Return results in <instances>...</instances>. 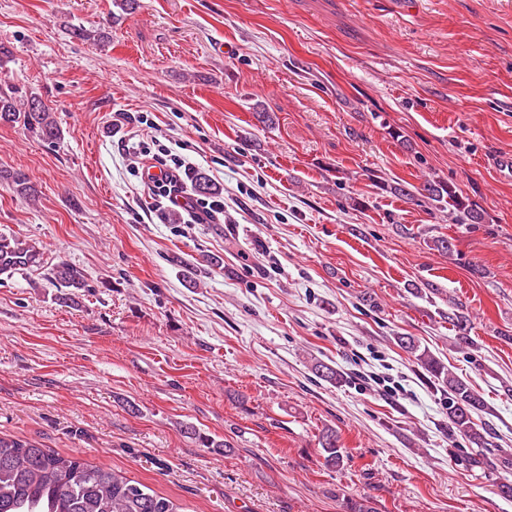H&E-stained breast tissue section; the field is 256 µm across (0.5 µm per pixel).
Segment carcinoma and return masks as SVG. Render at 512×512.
<instances>
[{
	"mask_svg": "<svg viewBox=\"0 0 512 512\" xmlns=\"http://www.w3.org/2000/svg\"><path fill=\"white\" fill-rule=\"evenodd\" d=\"M70 32L85 42L99 43L107 38L100 28L73 25ZM0 122L21 123L50 144L61 139L56 118L35 96L18 99L13 92L0 88ZM1 179L10 182L20 196L31 201L36 199L38 191L26 174L1 169ZM394 192L411 200L420 196L440 202L446 197L448 204L455 207L457 223L484 222L482 211L458 199L444 182L427 181L415 190L398 184ZM41 259L36 245L0 234V276L11 278L40 265ZM49 279L55 287L66 289L58 296L62 303L76 302L88 287L84 273L70 263L57 264L51 269ZM448 321L458 329L456 343L472 346L468 336L470 318L463 306L452 304ZM398 342L415 355L427 373L442 382V389L448 394V421L453 432L478 449L487 447L490 429L473 419L474 414L485 409L483 397L428 351H419L413 338L400 336ZM319 443L325 467L336 469L343 465L344 451L338 445L336 431H322ZM0 512H180V506L123 472L94 465L78 454H61L28 440L0 436Z\"/></svg>",
	"mask_w": 512,
	"mask_h": 512,
	"instance_id": "1",
	"label": "carcinoma"
}]
</instances>
